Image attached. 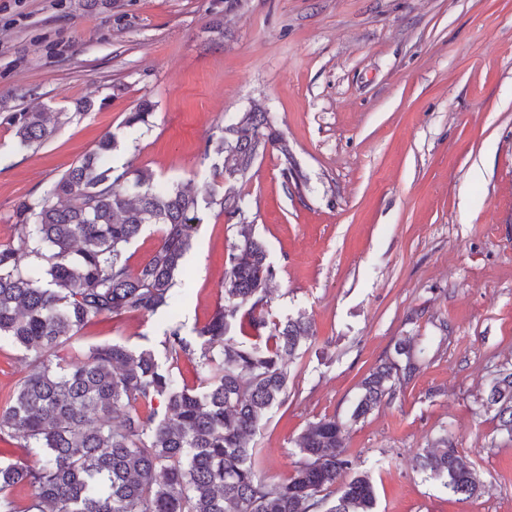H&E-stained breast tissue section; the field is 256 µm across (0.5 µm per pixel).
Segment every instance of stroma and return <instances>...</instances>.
<instances>
[{
    "label": "stroma",
    "mask_w": 512,
    "mask_h": 512,
    "mask_svg": "<svg viewBox=\"0 0 512 512\" xmlns=\"http://www.w3.org/2000/svg\"><path fill=\"white\" fill-rule=\"evenodd\" d=\"M145 101L147 123L126 127ZM257 104L292 156L268 149L244 187L276 270L271 310L314 330L256 436L262 472L287 477L308 424L348 420L362 378L406 338L420 372L347 435L377 512H512V440L480 401L512 370V0H0V244L18 199L109 131L112 165L209 197L206 141ZM40 109L69 120L18 148L7 115ZM235 238L204 210L176 314L105 320L84 342L156 351L174 319L193 335L224 299ZM445 435L481 496L414 471Z\"/></svg>",
    "instance_id": "stroma-1"
}]
</instances>
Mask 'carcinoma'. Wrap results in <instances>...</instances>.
I'll return each instance as SVG.
<instances>
[{
  "label": "carcinoma",
  "instance_id": "carcinoma-1",
  "mask_svg": "<svg viewBox=\"0 0 512 512\" xmlns=\"http://www.w3.org/2000/svg\"><path fill=\"white\" fill-rule=\"evenodd\" d=\"M151 104L125 125L147 122ZM28 148L61 125L48 112L7 117ZM289 161L276 117L255 107L222 128L215 151L231 167L216 172L219 191L203 202L188 185L162 187L153 172L109 163L113 134L70 167L43 195L15 203L17 240L0 246V342L23 350L25 370L0 398V441H18L22 458L0 463V512H375L370 475L346 448L347 422L324 416L298 442L285 479L257 466L256 435L283 403L290 364L312 325L303 315L272 316L268 285L276 272L243 206V186L268 147ZM236 221L224 302L187 337L174 322L161 346L81 342L87 326L127 313L175 309L176 277L202 205ZM159 227L157 247L134 270L127 247L145 227ZM190 361L188 385L180 363ZM420 356L400 339L361 381L350 420L369 415L420 370ZM482 404L512 438V373L491 381ZM124 411L120 425L112 414ZM415 471L460 499L482 493L473 463L444 439L426 448ZM31 490L22 505L15 491Z\"/></svg>",
  "mask_w": 512,
  "mask_h": 512
}]
</instances>
